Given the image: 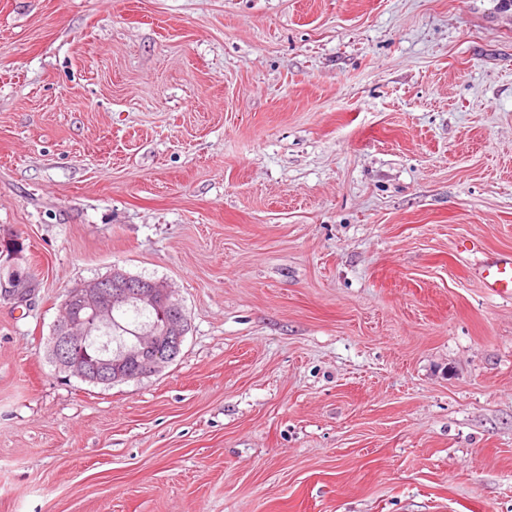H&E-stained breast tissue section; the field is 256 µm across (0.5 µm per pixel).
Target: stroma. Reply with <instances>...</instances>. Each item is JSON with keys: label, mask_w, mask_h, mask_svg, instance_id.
<instances>
[{"label": "stroma", "mask_w": 512, "mask_h": 512, "mask_svg": "<svg viewBox=\"0 0 512 512\" xmlns=\"http://www.w3.org/2000/svg\"><path fill=\"white\" fill-rule=\"evenodd\" d=\"M0 512H512V8L0 0ZM166 282L158 374L58 371L64 293ZM14 243H15V240L12 241L11 238L6 240L5 237H3L2 239H0V260H1V265H0L1 279H0V281L3 280L2 276L7 274V277H6L7 282H10V280L18 281L17 284L15 285V287H17V289L26 288L30 284H35L38 288L37 280L29 272L24 273L19 269V267H18V269H15V268L11 267V265H9V264L7 266H5V264L8 263L7 259L9 258L10 255H11V258L14 260H19L21 257L20 252L12 253L13 247L11 246V244H14ZM3 258H4V261L2 263ZM24 275H25V278H23ZM482 281L492 294L512 298V255L487 256L479 266Z\"/></svg>", "instance_id": "obj_1"}]
</instances>
